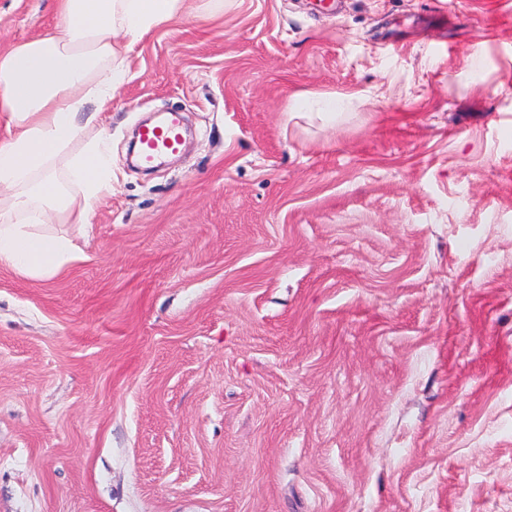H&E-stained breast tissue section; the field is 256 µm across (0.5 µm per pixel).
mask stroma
<instances>
[{
    "mask_svg": "<svg viewBox=\"0 0 512 512\" xmlns=\"http://www.w3.org/2000/svg\"><path fill=\"white\" fill-rule=\"evenodd\" d=\"M101 134L79 259L0 268V512H512V0H224ZM178 141L174 126L149 127L141 132L140 143L143 159L153 163L163 153L172 150Z\"/></svg>",
    "mask_w": 512,
    "mask_h": 512,
    "instance_id": "35a3bbf8",
    "label": "stroma"
}]
</instances>
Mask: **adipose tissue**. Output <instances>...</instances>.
I'll use <instances>...</instances> for the list:
<instances>
[{"mask_svg":"<svg viewBox=\"0 0 512 512\" xmlns=\"http://www.w3.org/2000/svg\"><path fill=\"white\" fill-rule=\"evenodd\" d=\"M187 3L56 0L60 21L51 31L0 52V268L46 278L75 260L69 238L35 228L61 214L87 223L112 190V163L103 136L79 153L67 149L126 82L134 48Z\"/></svg>","mask_w":512,"mask_h":512,"instance_id":"1","label":"adipose tissue"}]
</instances>
